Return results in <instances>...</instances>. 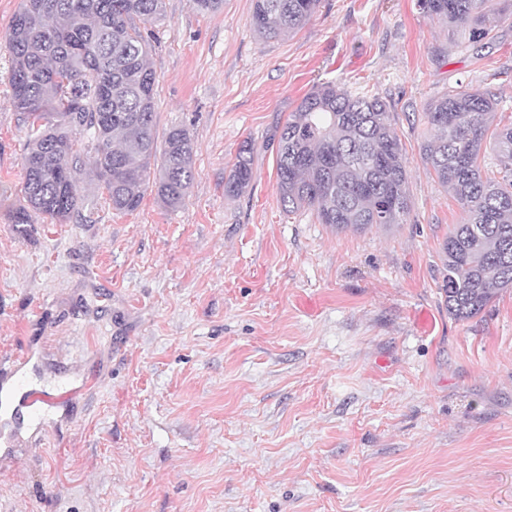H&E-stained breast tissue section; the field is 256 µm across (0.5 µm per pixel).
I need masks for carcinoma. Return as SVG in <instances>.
<instances>
[{
	"label": "carcinoma",
	"instance_id": "carcinoma-1",
	"mask_svg": "<svg viewBox=\"0 0 512 512\" xmlns=\"http://www.w3.org/2000/svg\"><path fill=\"white\" fill-rule=\"evenodd\" d=\"M319 0H254L253 25L265 39L302 27ZM488 0H417L421 12L474 44L485 45ZM165 0H20L9 38L12 104L27 130L23 204L12 223L38 213L83 223L75 134L94 143V176L112 209L135 211L146 191L179 207L194 179L187 131L172 127L157 146V77L150 44L135 21L156 22ZM498 106L489 89L452 90L425 112L434 138L423 155L438 183L468 213L441 252L440 290L448 316L466 321L512 288V126L490 130ZM492 145L500 177L483 174ZM244 143L224 183L235 197L253 180ZM277 192L284 209L317 211L320 223L364 231L401 224L409 214L408 177L388 104L333 82L314 86L278 135Z\"/></svg>",
	"mask_w": 512,
	"mask_h": 512
}]
</instances>
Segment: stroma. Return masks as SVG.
Segmentation results:
<instances>
[{"mask_svg": "<svg viewBox=\"0 0 512 512\" xmlns=\"http://www.w3.org/2000/svg\"><path fill=\"white\" fill-rule=\"evenodd\" d=\"M0 0V362L71 398L34 417L0 376V512H512V288L449 317L440 248L462 206L420 147L433 99L491 89L512 123V6L475 49L416 0H320L277 40L253 0H165L148 25L158 132L194 144L183 204L112 210L76 137L87 222L14 224L27 131ZM389 106L404 223L365 232L289 213L275 134L313 85ZM254 180L224 194L243 143Z\"/></svg>", "mask_w": 512, "mask_h": 512, "instance_id": "stroma-1", "label": "stroma"}]
</instances>
